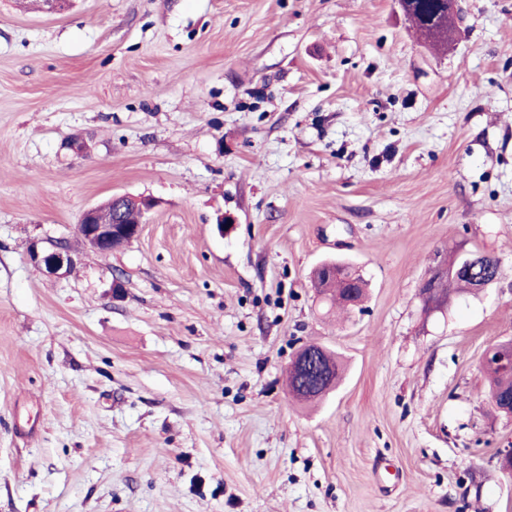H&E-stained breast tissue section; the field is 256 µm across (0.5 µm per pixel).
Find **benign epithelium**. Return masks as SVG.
<instances>
[{
  "label": "benign epithelium",
  "instance_id": "benign-epithelium-1",
  "mask_svg": "<svg viewBox=\"0 0 512 512\" xmlns=\"http://www.w3.org/2000/svg\"><path fill=\"white\" fill-rule=\"evenodd\" d=\"M117 207L119 209L129 208L137 213V221L131 224H106L100 220L101 214L106 207ZM153 208V202L147 198L134 197L130 195H114L100 205L89 208L83 212L78 224L75 227L77 236L86 247L98 253H110L120 249L141 232L143 218ZM30 260L38 269L50 274L63 276L71 271L75 264L74 255L65 243L59 242L51 245L49 249H40L32 246ZM482 268V277L474 280L473 288H483L496 280L499 275L494 265L488 262L485 255H474L467 259L465 270L472 273L475 269ZM326 273L334 276L351 287L350 296L356 295L353 286L357 285L355 275L345 267L327 266ZM300 358V376L297 382L298 394L301 396L310 395L317 391L321 394L327 393L335 386L336 377L334 370L326 365L319 356L316 349L309 346L298 350ZM483 363L493 364L504 373H512V356L496 355L492 350L484 354Z\"/></svg>",
  "mask_w": 512,
  "mask_h": 512
}]
</instances>
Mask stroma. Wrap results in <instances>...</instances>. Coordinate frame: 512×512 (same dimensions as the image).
Segmentation results:
<instances>
[{
    "mask_svg": "<svg viewBox=\"0 0 512 512\" xmlns=\"http://www.w3.org/2000/svg\"><path fill=\"white\" fill-rule=\"evenodd\" d=\"M116 194L156 206L84 249ZM463 254L499 279L426 308ZM509 339L512 0L439 45L398 0H0V512H512ZM307 343L347 365L314 405ZM128 207L137 213V221L131 224H106L100 220L106 207ZM154 204L151 200L130 195H114L100 205L83 212L75 227L77 236L86 247L98 253H110L120 249L141 232L143 218ZM30 260L38 269L50 274L63 276L71 271L75 264L74 255L65 243L51 245V249H40L32 246ZM325 270L327 275L336 277H329L327 275L317 273L316 279H314V285L317 292L322 296L324 301L330 304L331 306L338 304L342 306L344 309L354 307L350 305L352 301L343 290L344 286L342 284H339L336 278L342 280L344 282V285L354 287L355 285H357V281H364L362 275L359 274L356 280L354 274L347 270L346 267L340 265H336L335 267L326 266Z\"/></svg>",
    "mask_w": 512,
    "mask_h": 512,
    "instance_id": "obj_1",
    "label": "stroma"
}]
</instances>
